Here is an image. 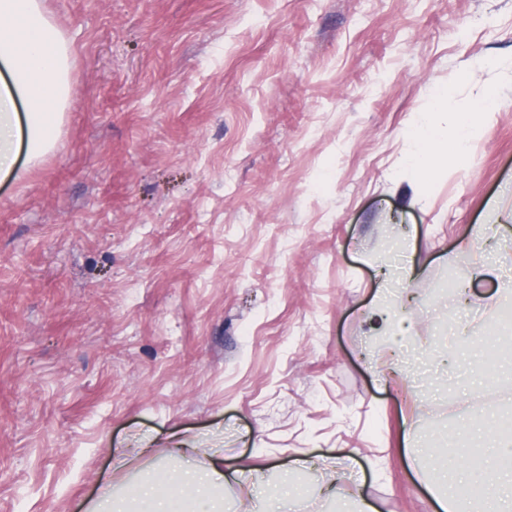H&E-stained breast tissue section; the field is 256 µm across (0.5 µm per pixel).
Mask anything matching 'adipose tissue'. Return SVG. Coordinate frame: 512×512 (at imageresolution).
<instances>
[{"mask_svg":"<svg viewBox=\"0 0 512 512\" xmlns=\"http://www.w3.org/2000/svg\"><path fill=\"white\" fill-rule=\"evenodd\" d=\"M69 46L42 0H0V182L19 179L29 166L52 152L60 135L63 111L71 97ZM500 106L495 92H484L474 109L460 114L454 134L425 125L410 138L414 150L409 165L423 178H431L443 162L465 164L475 127ZM483 437L448 451V465L435 471L441 512H458L461 493L469 485L459 461L486 453L480 481L482 512H512V449H483ZM181 456L204 455L202 465L166 470L162 484L136 485L132 497L140 512H174L175 499L195 501L198 512H220L214 501L226 484L247 483L254 490L295 494L293 473L305 470L307 460L297 456L289 466H262L241 473L225 469L220 448L181 449Z\"/></svg>","mask_w":512,"mask_h":512,"instance_id":"ef3b65f1","label":"adipose tissue"}]
</instances>
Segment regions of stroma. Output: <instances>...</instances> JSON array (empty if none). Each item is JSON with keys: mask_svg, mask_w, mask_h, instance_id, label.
I'll return each instance as SVG.
<instances>
[{"mask_svg": "<svg viewBox=\"0 0 512 512\" xmlns=\"http://www.w3.org/2000/svg\"><path fill=\"white\" fill-rule=\"evenodd\" d=\"M71 46L57 148L0 184V512H81L177 466L352 456L380 512H437L408 453L512 429L448 330L512 284V0H46ZM448 90L444 100L436 87ZM503 106L419 181L426 123ZM500 267L470 276L472 226ZM403 262L431 382L365 359ZM126 464L116 467L115 450Z\"/></svg>", "mask_w": 512, "mask_h": 512, "instance_id": "obj_1", "label": "stroma"}]
</instances>
